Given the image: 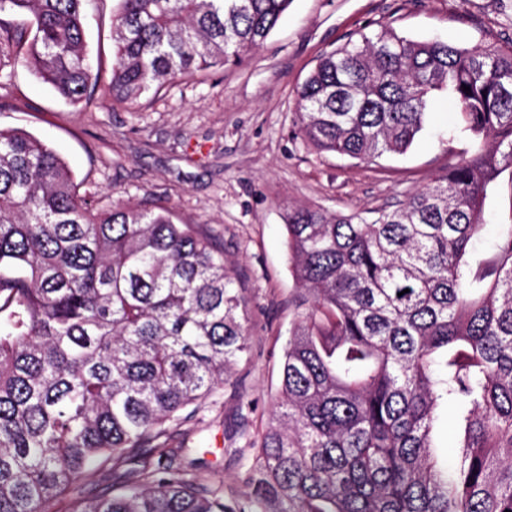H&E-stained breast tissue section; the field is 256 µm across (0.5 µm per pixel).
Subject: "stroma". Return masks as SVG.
<instances>
[{"label":"stroma","instance_id":"35a3bbf8","mask_svg":"<svg viewBox=\"0 0 512 512\" xmlns=\"http://www.w3.org/2000/svg\"><path fill=\"white\" fill-rule=\"evenodd\" d=\"M117 6V0H94L89 10L87 48L99 59L101 76L92 99L72 105L20 65L0 100V129L29 133L49 146L103 205L166 206L223 251L251 314L248 350L204 409L202 423L171 433L223 482L226 494L242 496L240 450L270 418L282 349L296 318L289 302L295 283L287 209L349 214L394 207L444 174L449 153L471 147L466 136H451L456 116L442 93L404 154L370 163L317 151L294 124L298 88L323 52L377 22L418 40L466 47L510 42L512 0H292L242 64L197 73L115 109L107 87ZM484 220L482 249L498 225L512 222V175H501Z\"/></svg>","mask_w":512,"mask_h":512}]
</instances>
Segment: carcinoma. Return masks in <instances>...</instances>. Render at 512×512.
<instances>
[{
    "mask_svg": "<svg viewBox=\"0 0 512 512\" xmlns=\"http://www.w3.org/2000/svg\"><path fill=\"white\" fill-rule=\"evenodd\" d=\"M87 0H0V90L32 67L80 104L99 74ZM111 105L238 65L291 0H119ZM470 92L463 91V86ZM448 94L473 148L373 217L288 211L298 285L277 403L227 498L170 448L247 349L224 252L170 211L101 207L37 138L0 130V512H49L93 469L118 478L65 512H512V224L469 254L512 170V42L420 41L386 24L324 52L297 90L320 152L401 155ZM458 409L451 461L435 452ZM454 414L455 409L451 405H448V408L444 407L439 412V418L435 427L434 442L440 454H445L447 448L454 445L455 436L448 431V422L453 419Z\"/></svg>",
    "mask_w": 512,
    "mask_h": 512,
    "instance_id": "carcinoma-1",
    "label": "carcinoma"
}]
</instances>
